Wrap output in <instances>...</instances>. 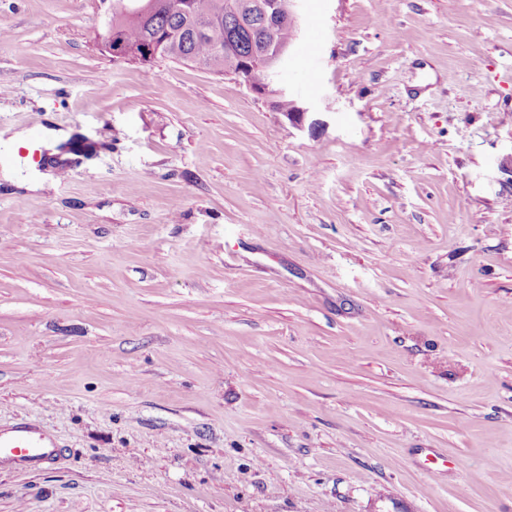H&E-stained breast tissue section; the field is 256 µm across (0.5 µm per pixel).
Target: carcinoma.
Returning <instances> with one entry per match:
<instances>
[{
    "label": "carcinoma",
    "instance_id": "carcinoma-1",
    "mask_svg": "<svg viewBox=\"0 0 512 512\" xmlns=\"http://www.w3.org/2000/svg\"><path fill=\"white\" fill-rule=\"evenodd\" d=\"M112 47L130 48L140 54L138 63L151 66L147 50L174 46L172 59L217 68L214 58L227 54L236 62L247 61L244 77L262 88L276 76L262 55L286 47L295 35L286 20L270 27L261 12L236 13L228 0H150L147 9L138 0H112V16L106 24Z\"/></svg>",
    "mask_w": 512,
    "mask_h": 512
}]
</instances>
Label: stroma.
Wrapping results in <instances>:
<instances>
[{"mask_svg":"<svg viewBox=\"0 0 512 512\" xmlns=\"http://www.w3.org/2000/svg\"><path fill=\"white\" fill-rule=\"evenodd\" d=\"M0 0V512H512V0H301L280 80ZM317 50L305 52L313 27ZM54 444L36 429L17 424L8 431L0 430V456L7 455L19 460H51Z\"/></svg>","mask_w":512,"mask_h":512,"instance_id":"stroma-1","label":"stroma"}]
</instances>
